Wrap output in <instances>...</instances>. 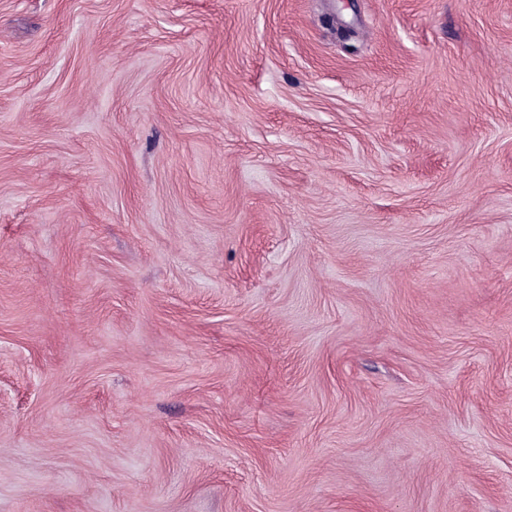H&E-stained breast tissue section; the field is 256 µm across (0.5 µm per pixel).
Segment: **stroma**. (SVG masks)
<instances>
[{
	"label": "stroma",
	"mask_w": 512,
	"mask_h": 512,
	"mask_svg": "<svg viewBox=\"0 0 512 512\" xmlns=\"http://www.w3.org/2000/svg\"><path fill=\"white\" fill-rule=\"evenodd\" d=\"M0 512H512V0H0Z\"/></svg>",
	"instance_id": "obj_1"
}]
</instances>
